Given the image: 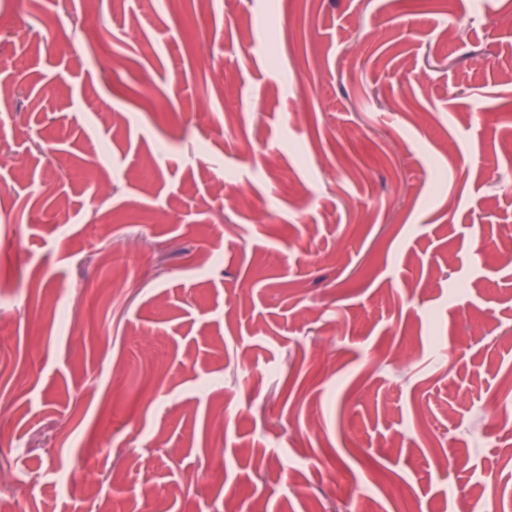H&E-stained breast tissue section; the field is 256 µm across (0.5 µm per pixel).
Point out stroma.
<instances>
[{
	"label": "stroma",
	"mask_w": 512,
	"mask_h": 512,
	"mask_svg": "<svg viewBox=\"0 0 512 512\" xmlns=\"http://www.w3.org/2000/svg\"><path fill=\"white\" fill-rule=\"evenodd\" d=\"M1 321L29 512H512V0H0Z\"/></svg>",
	"instance_id": "1"
}]
</instances>
